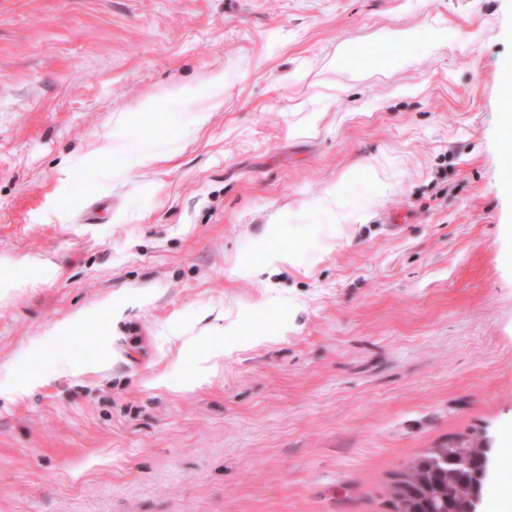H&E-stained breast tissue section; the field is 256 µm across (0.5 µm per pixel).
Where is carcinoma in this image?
I'll return each mask as SVG.
<instances>
[{"instance_id": "1", "label": "carcinoma", "mask_w": 512, "mask_h": 512, "mask_svg": "<svg viewBox=\"0 0 512 512\" xmlns=\"http://www.w3.org/2000/svg\"><path fill=\"white\" fill-rule=\"evenodd\" d=\"M483 448L458 434L411 460L388 487L393 512H459L472 493L483 495Z\"/></svg>"}]
</instances>
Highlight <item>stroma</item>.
<instances>
[{
    "mask_svg": "<svg viewBox=\"0 0 512 512\" xmlns=\"http://www.w3.org/2000/svg\"><path fill=\"white\" fill-rule=\"evenodd\" d=\"M511 65L512 0H0V512L511 496ZM483 448L489 454L483 458ZM491 448L481 438L458 434L410 461L388 487L393 512H477L488 477ZM483 459V465H482Z\"/></svg>",
    "mask_w": 512,
    "mask_h": 512,
    "instance_id": "obj_1",
    "label": "stroma"
}]
</instances>
